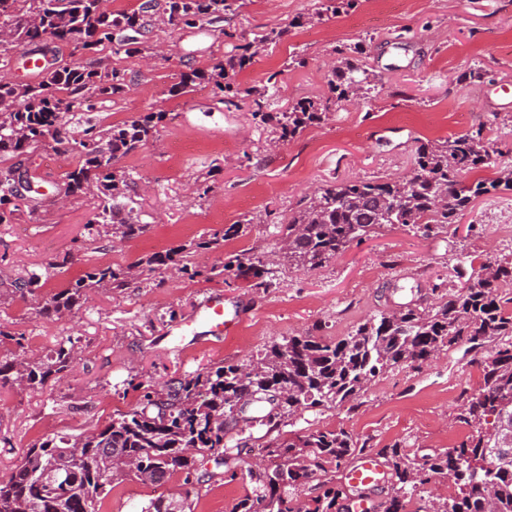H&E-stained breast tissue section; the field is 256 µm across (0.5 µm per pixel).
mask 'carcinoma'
Segmentation results:
<instances>
[{
    "mask_svg": "<svg viewBox=\"0 0 512 512\" xmlns=\"http://www.w3.org/2000/svg\"><path fill=\"white\" fill-rule=\"evenodd\" d=\"M356 0H316L314 16L333 18ZM107 0H0V64L10 52L39 47L50 38L73 43L82 51L118 43L126 54L145 50L143 37L161 22L188 27L218 26L220 35L239 37L237 53L209 70L180 75L174 92H187L196 82L214 84L226 109L240 108L250 97L253 119L271 120L266 93L278 85L279 73L268 76L263 91L244 88L237 75L270 45L280 43L287 30L272 29L252 39L235 35L223 23L239 15L245 0H141L138 8L114 12ZM331 99L342 102L366 95L369 74L360 65L332 70L326 77ZM121 71L101 65L69 63L44 66L37 79L13 82L0 79V224H13L23 211L34 216L43 194L34 190L19 202L14 193L18 178L35 182L24 161L41 145L53 142L61 154L77 159L66 173L64 194H92L98 211L86 227L99 238L125 240L148 232L129 206L130 175L119 161L158 133L165 112H146L103 128L87 123L79 138L70 135L66 110L76 104L92 110L95 102L127 91ZM329 102L299 101L276 116L281 138L299 136L327 115ZM486 128L450 136L418 147L411 175L386 182L349 179L330 184L288 215L277 226L288 262L301 270L323 267L360 242L387 227H404L421 237L435 236L456 224L475 201L499 188L512 191V173L495 180L464 178L489 164ZM248 219L226 224L197 241L154 253L127 265H95L46 298L36 313L62 319L71 315L96 290H125L143 271L155 266L173 269L180 277L212 279L229 273L257 292L277 285L276 271L262 259L242 251L206 269L190 262L191 254L220 251L224 243L247 231ZM68 257L18 277L10 293L32 295L67 264ZM512 281V262H498L471 273L453 293L422 310L381 312L340 340L311 334L288 336L248 361H225L192 375L175 378L158 388L140 382L138 404L117 410L101 426L78 435L55 434L26 449L11 477L0 480V512H99L101 501L127 479L158 483L180 474L184 483H201L215 473L197 475L195 455L217 453L215 466L235 477L247 441L237 402L254 406L258 415L248 423L267 427L258 450L270 465L247 469L251 491L231 512H340L348 485L334 478L323 482L321 493L301 498L302 488L318 474L327 475L350 458L361 455L368 441L342 428H316L288 436L280 432L285 419L304 412L318 413L359 400L378 374L401 365L420 369L439 353L464 340L478 350L488 342L498 349L483 357L484 385L461 404L460 423L468 437L444 451L420 454L395 442L378 451L390 475L391 494L384 512H407L412 491L431 479L453 475L455 494L433 512H512V456L491 455L487 449L504 443L512 426V311L499 295L501 284ZM77 356L72 338L56 341L45 356L32 359L0 354V389L43 390L63 378ZM185 500L157 499L141 512H187Z\"/></svg>",
    "mask_w": 512,
    "mask_h": 512,
    "instance_id": "cac0c4a2",
    "label": "carcinoma"
}]
</instances>
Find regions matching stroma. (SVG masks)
Wrapping results in <instances>:
<instances>
[{
	"label": "stroma",
	"instance_id": "1",
	"mask_svg": "<svg viewBox=\"0 0 512 512\" xmlns=\"http://www.w3.org/2000/svg\"><path fill=\"white\" fill-rule=\"evenodd\" d=\"M314 3L247 0L229 25L249 36L287 29L283 42L237 76L258 90L269 74L279 73L269 99L273 113L303 97L325 98L328 72L342 65L346 50L365 44L361 64L377 93L337 103L325 121L288 141L279 140L274 123L253 120L247 108L224 109L213 85L171 93L180 74L210 69L228 55L231 39L160 24L145 35L146 51L131 55L108 47L83 53L46 41L60 61L104 62L134 87L91 111L73 107V136L89 122L105 127L145 112L170 118L154 139L119 162L134 180L131 196L139 222L149 227L145 235L115 242L89 236L85 226L98 201L90 195L56 200L53 189L74 159L50 143L32 159L47 191L36 219L24 215L0 225V291L48 262L67 261L35 295L0 302V329L23 335L29 356L46 353L65 336L79 351L67 376L43 391L0 390V479L38 440L81 433L114 411L135 407L139 382L160 387L209 365L246 360L286 336L314 332L338 339L376 314L434 302L437 281L452 292L459 273L512 260V233L498 230L512 225V191H499L481 197L454 231L423 238L384 228L323 268L303 272L280 265L277 287L264 294L242 282L228 288L220 277L188 280L156 267L143 273L138 287L89 293L65 319L36 315L44 298L90 266H125L246 217L253 220L249 232L226 242L223 253L275 257L282 246L277 224L329 182L404 178L420 145L482 124L494 127L495 139L480 177L492 180L512 170V0H357L321 21L311 17ZM476 68L483 77H471ZM220 254L201 252L195 260L209 266ZM212 292L223 293L225 303L241 312L239 327L220 339L173 335L175 322L189 320ZM480 357L459 342L421 369L403 365L383 373L357 405L296 415L289 429L340 426L375 451L395 442L427 453L446 448L469 433L456 416L463 396L483 384ZM198 469L212 473V480H125L103 499L100 512H141L149 500L173 496L190 497L194 512H230L251 490L245 480L216 476L213 453L200 456Z\"/></svg>",
	"mask_w": 512,
	"mask_h": 512
}]
</instances>
